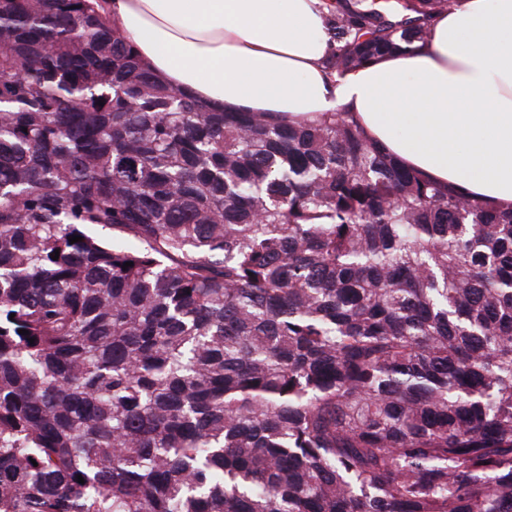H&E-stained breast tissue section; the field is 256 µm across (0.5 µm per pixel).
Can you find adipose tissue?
<instances>
[{
	"mask_svg": "<svg viewBox=\"0 0 512 512\" xmlns=\"http://www.w3.org/2000/svg\"><path fill=\"white\" fill-rule=\"evenodd\" d=\"M165 83L216 108L316 120L343 107L432 179L512 202V0H460L426 42L336 76L325 0H107Z\"/></svg>",
	"mask_w": 512,
	"mask_h": 512,
	"instance_id": "obj_1",
	"label": "adipose tissue"
}]
</instances>
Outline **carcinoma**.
I'll list each match as a JSON object with an SVG mask.
<instances>
[{"label":"carcinoma","mask_w":512,"mask_h":512,"mask_svg":"<svg viewBox=\"0 0 512 512\" xmlns=\"http://www.w3.org/2000/svg\"><path fill=\"white\" fill-rule=\"evenodd\" d=\"M459 2L334 0L326 67ZM102 3L0 0V512H512V203L204 106Z\"/></svg>","instance_id":"cac0c4a2"}]
</instances>
